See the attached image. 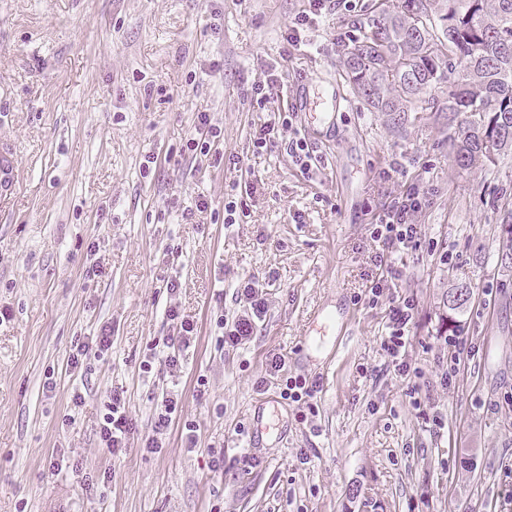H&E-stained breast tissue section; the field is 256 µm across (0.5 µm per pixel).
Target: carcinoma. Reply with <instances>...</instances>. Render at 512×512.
Segmentation results:
<instances>
[{
  "label": "carcinoma",
  "mask_w": 512,
  "mask_h": 512,
  "mask_svg": "<svg viewBox=\"0 0 512 512\" xmlns=\"http://www.w3.org/2000/svg\"><path fill=\"white\" fill-rule=\"evenodd\" d=\"M338 62L351 94L398 126L446 114L457 168L512 153V0H373ZM446 87L443 97L428 95ZM501 258L512 260V198L497 206Z\"/></svg>",
  "instance_id": "cac0c4a2"
}]
</instances>
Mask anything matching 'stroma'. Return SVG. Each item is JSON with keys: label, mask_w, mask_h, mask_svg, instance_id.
Instances as JSON below:
<instances>
[{"label": "stroma", "mask_w": 512, "mask_h": 512, "mask_svg": "<svg viewBox=\"0 0 512 512\" xmlns=\"http://www.w3.org/2000/svg\"><path fill=\"white\" fill-rule=\"evenodd\" d=\"M371 2L324 0L293 41L309 0H0V136L18 173L0 200V512H512V266L492 206L512 195V159L460 170L433 113L396 130L349 94L339 44ZM202 112L221 131L208 158L185 150ZM276 112L291 126L254 155ZM298 137L317 169L292 156ZM411 187L426 194L419 244L374 306L371 227ZM230 196L243 214L228 227ZM250 276L268 310L230 347L216 320L238 311ZM460 283L470 299L454 313ZM402 294L416 302L411 379L381 348ZM172 307L198 329L174 369ZM322 309L345 327L331 355L312 357ZM105 326L111 347L71 369L70 352ZM454 332L473 356L447 386ZM288 376L319 380L315 411L281 399ZM166 390L182 410L153 453ZM114 394L131 427L117 455L99 440ZM271 399L280 428L254 441Z\"/></svg>", "instance_id": "1"}]
</instances>
